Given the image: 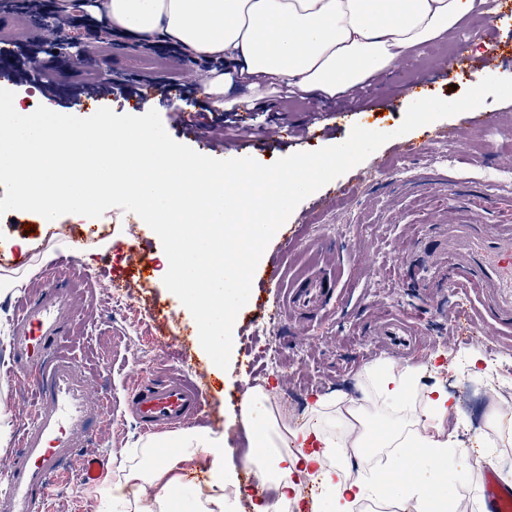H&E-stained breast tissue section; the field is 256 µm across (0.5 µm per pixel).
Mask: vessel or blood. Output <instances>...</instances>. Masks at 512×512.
<instances>
[{
    "label": "vessel or blood",
    "instance_id": "vessel-or-blood-1",
    "mask_svg": "<svg viewBox=\"0 0 512 512\" xmlns=\"http://www.w3.org/2000/svg\"><path fill=\"white\" fill-rule=\"evenodd\" d=\"M512 19V0H498L493 21L480 28L491 49L501 42L502 20ZM0 30L13 42L25 41L32 26L26 15H0ZM489 59L473 60L464 52L437 60L432 78L450 79L459 73L485 69ZM171 67L176 79L165 85L169 99L181 98L186 72L173 58L147 57L142 77L133 96L134 106L149 102L157 93L154 72ZM432 78L409 83L407 91L422 94ZM431 275L447 281L452 288H471L477 293L484 314L504 329H512V224H452L444 239L427 255ZM322 275L311 276L287 290L289 309L306 315L323 305L332 293ZM75 302L62 286L49 284L35 295L22 299L11 330L14 360L5 372L13 385L35 392L37 405L12 460L0 465V512H53V488L76 485L97 489L103 484L100 455L87 451L93 432L107 423L108 403L74 360L56 355L54 349L74 321ZM379 349L405 353L417 337L401 319H389L373 328ZM203 388L183 376L163 380H135L124 408L137 421L142 433L152 437L197 419L204 409ZM474 464L482 478L487 512H512V484L503 482L494 466L481 455Z\"/></svg>",
    "mask_w": 512,
    "mask_h": 512
}]
</instances>
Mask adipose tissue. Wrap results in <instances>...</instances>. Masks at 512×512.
<instances>
[{
	"mask_svg": "<svg viewBox=\"0 0 512 512\" xmlns=\"http://www.w3.org/2000/svg\"><path fill=\"white\" fill-rule=\"evenodd\" d=\"M113 31L153 44L166 41L192 60L224 64L208 84L214 107L223 93L241 87L240 109L258 106L262 88L331 100L385 74L405 56L452 35L473 0H99ZM419 366L366 367L361 394L318 397L303 412L308 425L294 428L264 387H248L239 427L249 442L247 461L273 494L255 512H287L299 487L316 480L327 494L310 512H350L368 499L412 503L415 512H443L434 488L412 474L421 451L434 476L447 470L450 441L442 421L451 415L440 386L420 392ZM180 452L146 469L125 462L112 482V497L128 512H173L175 463L210 459V491L198 512H230L225 489L236 482L224 438L196 428L178 435ZM384 467L367 468L377 451Z\"/></svg>",
	"mask_w": 512,
	"mask_h": 512,
	"instance_id": "1",
	"label": "adipose tissue"
}]
</instances>
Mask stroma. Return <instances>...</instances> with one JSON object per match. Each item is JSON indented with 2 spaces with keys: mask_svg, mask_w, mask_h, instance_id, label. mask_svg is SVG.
Segmentation results:
<instances>
[{
  "mask_svg": "<svg viewBox=\"0 0 512 512\" xmlns=\"http://www.w3.org/2000/svg\"><path fill=\"white\" fill-rule=\"evenodd\" d=\"M449 42L438 39L416 56L403 59L390 74L369 80L354 95L318 102L308 97L271 91L265 104L231 115L207 113L215 133L193 138L182 131L166 107L157 112L170 127L171 137L197 152L217 158L236 157L235 140H221L225 120L256 129L252 158L268 165L283 155L317 150L345 141L353 127L390 133L391 138L362 163L304 199L267 246L260 263H278L285 279L282 287L267 285L255 272L250 299L235 323V353L228 369L216 367L202 349L197 325L190 312L163 284L158 236L143 222L135 227L149 260L151 276L139 280L129 261L125 241L115 238L126 213L112 208L91 221L70 216L42 224L37 214L0 217V259L24 258L21 282L13 295L0 301V369L9 365L10 333L25 291L51 281L69 288L84 321V329H71L60 341L59 355L76 358L94 379L97 389L112 403V429L92 437L90 447L105 458L114 451L143 442L134 420L121 406L135 379H159L168 371L186 375L207 392L203 426L225 439L227 459L243 454L247 440L234 424L247 387L265 384L287 396L295 409L317 396L346 386L359 395L358 373L367 364L396 361L398 366L432 362L431 383L447 386L452 374L449 357L464 361L480 358L493 362L496 371L512 373V331L484 324L481 333L464 339L451 336L448 312L453 308L477 309L475 293L463 288H427L418 262L424 248L433 247L448 220L467 224H512V132L501 127L464 128L460 140L448 142L442 130L462 126L463 115L441 119L405 135H398L411 99L403 92L408 79L432 72L437 56ZM387 101L384 112L373 113L376 101ZM347 111L336 121L338 111ZM323 130L320 137L304 141L308 126ZM288 127L294 138L276 141L268 132ZM430 139L425 150L409 153L422 134ZM352 191L343 208L322 205L326 196ZM113 237L111 250L98 249L100 237ZM34 248L20 253L17 243ZM95 277L89 287L76 285L80 270ZM332 280L329 304L308 314L298 326L280 307L284 288L314 271ZM137 283L126 303L118 308L106 303L114 276ZM163 307L165 320L154 316ZM408 314L418 329V348L403 358L378 350L372 335L381 318ZM276 346V367L264 368L258 355L265 345ZM253 362L252 372L240 369L242 359ZM456 410L443 426L451 436L455 454L448 460V497L471 501L482 491L481 478L472 466L473 454H491L498 475L512 471V444H502L488 424L490 397L456 392ZM35 397L30 389L0 379V416L10 424L8 451H15L29 422ZM56 512H117L111 492L76 493L69 487L54 490Z\"/></svg>",
  "mask_w": 512,
  "mask_h": 512,
  "instance_id": "35a3bbf8",
  "label": "stroma"
}]
</instances>
